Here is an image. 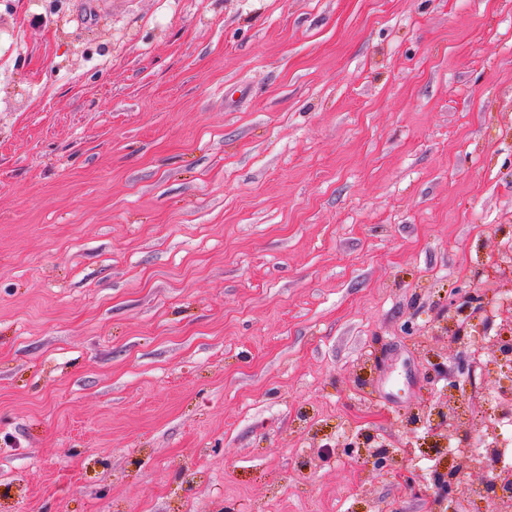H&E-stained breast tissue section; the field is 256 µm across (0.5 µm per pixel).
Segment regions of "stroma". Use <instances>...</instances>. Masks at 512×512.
<instances>
[{"label":"stroma","mask_w":512,"mask_h":512,"mask_svg":"<svg viewBox=\"0 0 512 512\" xmlns=\"http://www.w3.org/2000/svg\"><path fill=\"white\" fill-rule=\"evenodd\" d=\"M508 245L512 0H0V512H422Z\"/></svg>","instance_id":"35a3bbf8"}]
</instances>
